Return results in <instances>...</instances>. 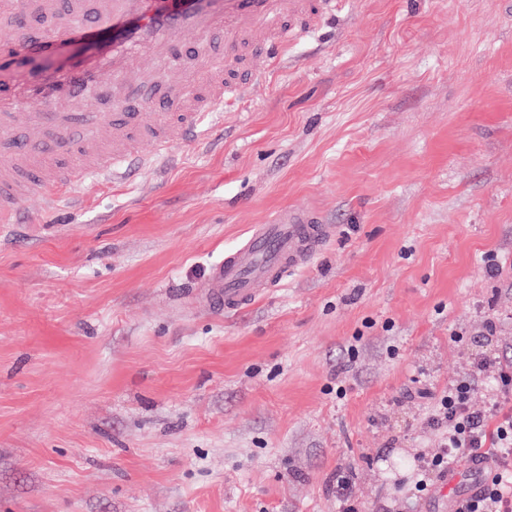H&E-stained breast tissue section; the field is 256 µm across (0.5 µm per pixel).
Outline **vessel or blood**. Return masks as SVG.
<instances>
[{
  "label": "vessel or blood",
  "mask_w": 512,
  "mask_h": 512,
  "mask_svg": "<svg viewBox=\"0 0 512 512\" xmlns=\"http://www.w3.org/2000/svg\"><path fill=\"white\" fill-rule=\"evenodd\" d=\"M335 7L336 0H104L94 16L77 12L16 34L5 46L14 63L74 38L108 51L110 62L71 63L0 88V220L35 186L49 190L53 210L66 209L73 187L141 163L143 144L163 156L175 139L204 136L206 120L240 97L253 49L279 56L299 31L335 18ZM218 32L220 47L211 42ZM189 42L194 54L179 55ZM105 81L117 92L111 111H73ZM330 237L307 213L280 210L213 265L207 293L228 310L248 305L306 266Z\"/></svg>",
  "instance_id": "vessel-or-blood-1"
}]
</instances>
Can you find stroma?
Returning <instances> with one entry per match:
<instances>
[{
	"instance_id": "obj_1",
	"label": "stroma",
	"mask_w": 512,
	"mask_h": 512,
	"mask_svg": "<svg viewBox=\"0 0 512 512\" xmlns=\"http://www.w3.org/2000/svg\"><path fill=\"white\" fill-rule=\"evenodd\" d=\"M221 128L0 223V512H448L431 404L512 357V0H345ZM332 239L236 311L278 210ZM344 396H337V387ZM336 497L339 501L341 511H360L357 499L352 494V477L350 475L344 473H338L336 475Z\"/></svg>"
}]
</instances>
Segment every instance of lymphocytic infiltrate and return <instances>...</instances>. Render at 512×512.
I'll return each instance as SVG.
<instances>
[{
	"instance_id": "obj_1",
	"label": "lymphocytic infiltrate",
	"mask_w": 512,
	"mask_h": 512,
	"mask_svg": "<svg viewBox=\"0 0 512 512\" xmlns=\"http://www.w3.org/2000/svg\"><path fill=\"white\" fill-rule=\"evenodd\" d=\"M492 376L494 390L479 394V380ZM512 360L490 358L470 362L464 375L434 398L427 420L439 431L435 452L418 456L421 473L416 489L428 491L459 463L478 469L479 489L457 496L455 512H512Z\"/></svg>"
}]
</instances>
